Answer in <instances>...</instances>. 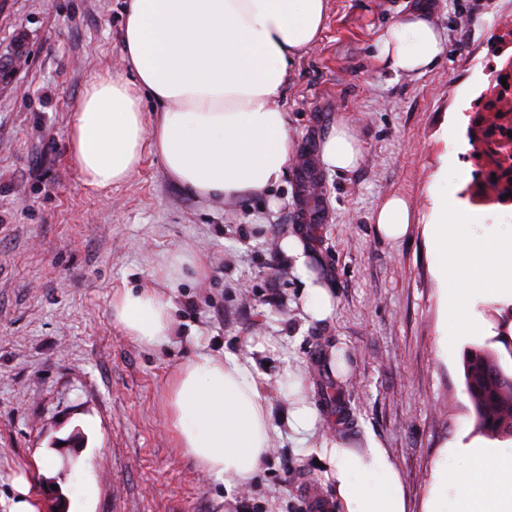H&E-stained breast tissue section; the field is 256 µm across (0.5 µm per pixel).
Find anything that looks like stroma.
I'll use <instances>...</instances> for the list:
<instances>
[{"label": "stroma", "instance_id": "35a3bbf8", "mask_svg": "<svg viewBox=\"0 0 512 512\" xmlns=\"http://www.w3.org/2000/svg\"><path fill=\"white\" fill-rule=\"evenodd\" d=\"M415 0H328L318 42L296 58L278 107L296 163L274 191L209 202L145 155L111 191L85 187L68 154L85 89L125 72L127 0H0V512L28 480L39 512H306L303 487L328 493L310 444L285 418V372L303 371L317 437L392 453L408 512H425L447 443L478 438L463 359L497 334L512 294L475 299V332L442 353L444 296L432 229L454 194L479 241L512 225V206L470 204L476 161L466 137L512 29V0H433L447 42L437 65L395 76L373 60L378 35ZM362 148L355 170H320L322 220L304 224L301 162L319 157L337 117ZM403 198L407 235H379L373 215ZM305 232L332 316L307 320L304 284L280 239ZM193 262L169 294L176 332L141 346L112 318L114 293L151 280L164 257ZM200 351L256 362L280 434L257 473L232 488L183 454L165 402L171 376Z\"/></svg>", "mask_w": 512, "mask_h": 512}]
</instances>
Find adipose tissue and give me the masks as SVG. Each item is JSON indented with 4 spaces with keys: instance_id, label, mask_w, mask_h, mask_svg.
Listing matches in <instances>:
<instances>
[{
    "instance_id": "1",
    "label": "adipose tissue",
    "mask_w": 512,
    "mask_h": 512,
    "mask_svg": "<svg viewBox=\"0 0 512 512\" xmlns=\"http://www.w3.org/2000/svg\"><path fill=\"white\" fill-rule=\"evenodd\" d=\"M326 7L327 0H129L121 37L128 75L92 82L71 115L68 150L82 183L98 189L121 184L149 151L198 197L269 195L294 152L287 115L275 101L296 57L316 44ZM445 40L428 0H421L378 36L372 56L393 74L421 75L437 64ZM147 98L160 107L152 124L143 111ZM320 156L333 172L358 166L359 140L347 120L338 119L323 136ZM438 207L454 215L432 233L440 278L458 284L451 296L452 332L440 340L448 348L469 327L472 297L512 285V248L494 233L471 242L464 233L469 215L456 212L445 197ZM279 247L305 278L304 313L317 321L329 318L336 298L328 284L310 277L304 240L288 236ZM187 262L185 255H172L159 266L160 283L113 295L112 317L126 336L149 348L170 342L168 290ZM302 387L300 375L289 374L283 396L289 428L308 438L318 416ZM169 420L179 448L228 487L255 475L275 435L253 360L230 353L218 358L201 351L176 369ZM315 452L337 512H407L394 458L374 434L358 447L324 438ZM443 456L426 512H442L452 488L456 512H512V450L491 454L457 444ZM456 458L462 466L449 470Z\"/></svg>"
}]
</instances>
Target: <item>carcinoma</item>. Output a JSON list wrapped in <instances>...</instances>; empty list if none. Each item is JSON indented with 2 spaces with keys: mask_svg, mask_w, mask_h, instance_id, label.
Masks as SVG:
<instances>
[{
  "mask_svg": "<svg viewBox=\"0 0 512 512\" xmlns=\"http://www.w3.org/2000/svg\"><path fill=\"white\" fill-rule=\"evenodd\" d=\"M466 135L478 169L468 189V200L474 205L503 204L504 197L512 198V169L505 166L500 154L489 146L496 136L512 135V110L501 106L476 113L469 120ZM492 342L497 349L484 344L475 346L464 356V379L475 420V429L490 438H512V307L506 319L498 324ZM495 369L490 380L487 367Z\"/></svg>",
  "mask_w": 512,
  "mask_h": 512,
  "instance_id": "1",
  "label": "carcinoma"
}]
</instances>
